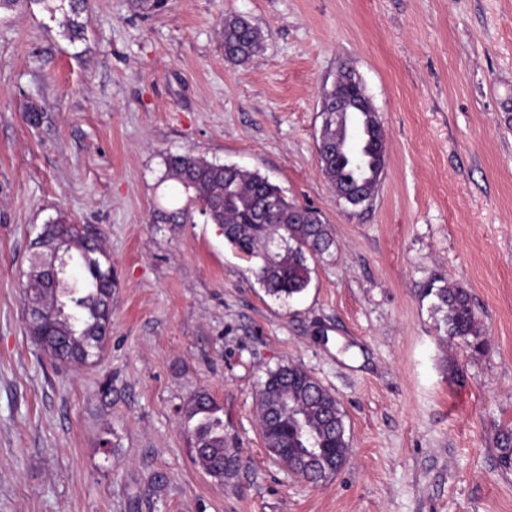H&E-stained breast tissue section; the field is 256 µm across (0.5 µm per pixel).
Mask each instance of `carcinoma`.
Segmentation results:
<instances>
[{
  "label": "carcinoma",
  "instance_id": "carcinoma-1",
  "mask_svg": "<svg viewBox=\"0 0 512 512\" xmlns=\"http://www.w3.org/2000/svg\"><path fill=\"white\" fill-rule=\"evenodd\" d=\"M50 12L63 14L62 27L71 39L80 38L88 23L82 17L87 0H57ZM224 55L244 66L257 55L264 36L251 20L240 14L224 17ZM339 100L331 106L347 107L361 100L347 84V74L339 72ZM355 136L360 158L354 160L345 150L327 163H319L326 181L344 204L357 208L372 202L385 163L382 142L385 129L379 113L349 112L345 122L322 125L320 137L343 141ZM164 180L174 182L164 202L153 211V222L192 224L200 214L224 229V238L252 263L251 274L268 295L291 298L304 291L311 280L308 258L331 253L335 239L330 225L317 210L289 198L268 176L235 164H220L195 153L168 154L164 157ZM268 207L260 219L262 207ZM101 234L58 216L42 225L31 242L27 274L39 271L43 246L51 243L60 255L72 258L86 272L82 285L64 278L56 288L39 293L38 303L45 310L40 324L27 326L29 335L57 366H76L100 358L112 324V267L106 257ZM447 308L448 335L478 348L482 344L478 318L467 289L445 285L428 289ZM260 430L265 446L288 449L286 460L293 464L296 449L305 447L309 435L326 449L329 460L341 465L348 457L344 413L338 399L304 369L288 365L267 373L260 389ZM209 393L194 394L185 405L187 430L194 439L196 462L214 479L234 477L242 466L235 451L228 450L224 420ZM300 479L318 485L336 470L326 465L296 467Z\"/></svg>",
  "mask_w": 512,
  "mask_h": 512
}]
</instances>
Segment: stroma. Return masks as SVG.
Masks as SVG:
<instances>
[{
  "instance_id": "35a3bbf8",
  "label": "stroma",
  "mask_w": 512,
  "mask_h": 512,
  "mask_svg": "<svg viewBox=\"0 0 512 512\" xmlns=\"http://www.w3.org/2000/svg\"><path fill=\"white\" fill-rule=\"evenodd\" d=\"M88 13L76 41L37 0L0 14V512H512V0ZM229 13L265 34L244 67L224 57ZM345 63L387 139L356 209L316 153ZM189 151L320 211L335 246L303 293L269 296L204 217L153 223L163 157ZM60 214L103 231L116 281L101 358L63 370L29 336L20 290ZM447 282L470 293L481 348L448 336L428 293ZM288 364L345 414L348 459L319 485L273 461L258 427L260 385ZM201 390L244 461L222 483L185 428Z\"/></svg>"
}]
</instances>
